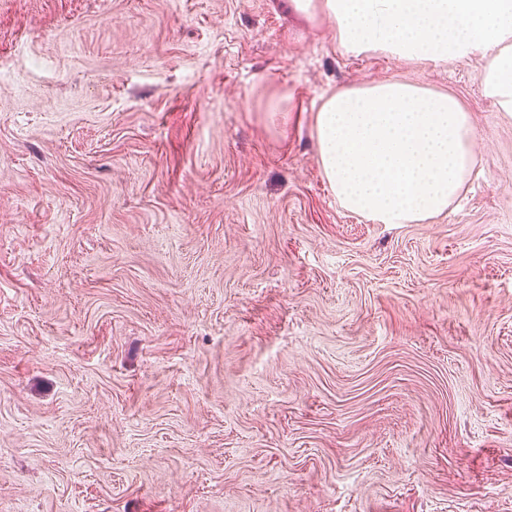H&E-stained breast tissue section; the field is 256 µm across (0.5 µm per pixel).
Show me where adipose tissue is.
<instances>
[{
    "mask_svg": "<svg viewBox=\"0 0 512 512\" xmlns=\"http://www.w3.org/2000/svg\"><path fill=\"white\" fill-rule=\"evenodd\" d=\"M325 18L341 50L439 64L479 56L485 94L512 120V0H285ZM312 130L325 179L346 210L380 224L424 222L462 191L476 147L455 96L399 80L321 96Z\"/></svg>",
    "mask_w": 512,
    "mask_h": 512,
    "instance_id": "1",
    "label": "adipose tissue"
}]
</instances>
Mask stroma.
I'll return each instance as SVG.
<instances>
[{
    "label": "stroma",
    "instance_id": "stroma-1",
    "mask_svg": "<svg viewBox=\"0 0 512 512\" xmlns=\"http://www.w3.org/2000/svg\"><path fill=\"white\" fill-rule=\"evenodd\" d=\"M483 64L348 56L280 0H0V512H512ZM391 79L474 126L421 224L343 209L312 138L322 95ZM268 97V105L265 111V119L273 128L284 129L288 125V112L290 96L288 93H279L278 90H264Z\"/></svg>",
    "mask_w": 512,
    "mask_h": 512
}]
</instances>
